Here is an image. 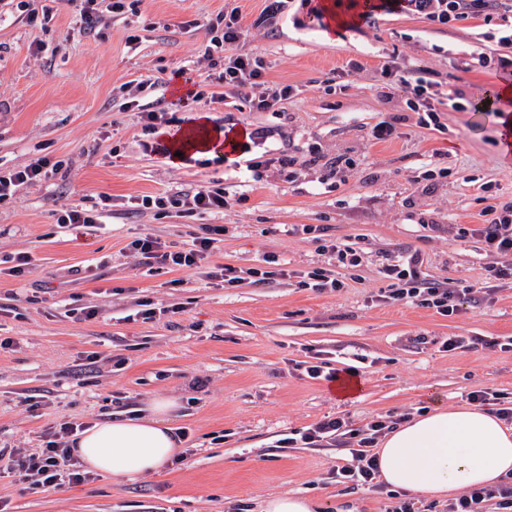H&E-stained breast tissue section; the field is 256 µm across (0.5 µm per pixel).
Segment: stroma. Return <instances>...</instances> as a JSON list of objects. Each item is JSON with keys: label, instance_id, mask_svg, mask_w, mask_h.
Returning <instances> with one entry per match:
<instances>
[{"label": "stroma", "instance_id": "stroma-1", "mask_svg": "<svg viewBox=\"0 0 512 512\" xmlns=\"http://www.w3.org/2000/svg\"><path fill=\"white\" fill-rule=\"evenodd\" d=\"M265 0H135L102 15L92 37L74 25L75 0H30L37 21L0 0V166L45 156L62 162L51 179L0 202V260L28 255L23 276H0V448H42L47 427L95 424L174 404L170 424L187 431L184 461L133 478L93 474L81 485L33 492L0 478L5 512H261L264 499L297 495L320 512H387V493L349 491L328 477L348 458L338 444L280 448L285 434L336 416L360 427L442 403L466 405L470 391L512 393V283L497 284L451 316L379 301L389 282L386 257L419 249L432 280L480 278L488 258L478 238L455 242L459 225L483 223L486 206L512 201V155L503 154L495 112L451 107L455 89L479 101L501 84L478 54L511 55L497 24L463 20L448 27L406 9L374 23L336 27L348 0H285L276 25L255 27ZM238 10L235 50L263 58L269 81L291 86L279 112H253L245 92L202 84L211 34L206 20ZM140 38L130 47L129 36ZM361 70L348 72L349 61ZM433 81L439 125H423L407 94L380 93L383 67ZM162 118L148 135L142 108ZM404 114L399 135L378 142L371 127ZM205 120L213 138L266 133L263 150L297 158L292 173L272 168L247 181L244 158L199 145L166 153L169 136ZM156 149L144 151V141ZM316 165H304L310 152ZM350 162L345 182L323 178ZM448 167L432 184L429 163ZM222 180L235 203L219 215L177 209L133 212L134 198ZM112 198V215L91 227L62 228L61 210ZM204 224L226 228L213 256L245 272L264 256L293 278L268 285L216 286L193 270L146 273L128 245L150 234L178 249ZM328 225L333 237L365 248L361 266L341 270L347 287L319 293L297 273L329 267L300 233ZM153 301L154 319L137 317ZM98 307L96 317L82 310ZM451 336L473 346L443 349ZM96 368L76 369L89 353ZM344 372L356 367L359 395L341 400L306 363ZM35 408H28V401Z\"/></svg>", "mask_w": 512, "mask_h": 512}]
</instances>
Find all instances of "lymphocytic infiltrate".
<instances>
[{
    "label": "lymphocytic infiltrate",
    "instance_id": "f902f5d3",
    "mask_svg": "<svg viewBox=\"0 0 512 512\" xmlns=\"http://www.w3.org/2000/svg\"><path fill=\"white\" fill-rule=\"evenodd\" d=\"M406 6L413 13L424 15L441 25H453L467 19L505 17L512 14V0H383L382 10L391 11ZM212 34L205 49L212 59L213 80L239 89L247 90L246 101L250 111H278L290 89L264 78V65L259 56L235 52L234 46L242 37L237 11L217 14L216 22L210 25ZM406 87L410 93L411 109H423L429 123H437L439 116L432 102L431 81L406 76L395 67L382 71L380 87L385 96H392L398 87ZM62 167L61 162L50 161L40 156L31 159L21 168H0V201L13 197L21 186L33 184L48 178ZM231 205V197L220 180L196 189H179L164 196L145 195L132 202V209L160 210L167 207L179 209L183 215L192 217L205 214H219ZM488 223L477 227H460L457 239L477 236L487 254L492 255L491 264L485 265L481 282L451 279L430 280L424 277V257L420 250L408 248L392 256L383 268V275L391 285L383 295V302L389 304H413L436 310L450 316L458 312L461 304L478 301L480 295L492 291L496 282L512 278V202L486 209ZM225 228L220 224L203 225L200 234L194 235L189 247L172 250L161 239L147 234L130 242L129 248L138 254L141 263L168 271L196 269L203 271L208 280L220 281L232 286L239 277L234 267L224 264H210L209 259L224 240ZM388 421L376 418L364 426L350 428L346 419L327 417L313 426L292 433L281 439L282 447L301 442L318 446L332 441L348 446L350 458L346 463L336 464L330 475L336 483L364 487L372 491L382 490L379 480L380 469L375 449L379 439L388 430ZM83 424L65 421L46 429V442L38 452L23 456L9 457L5 472L18 475L28 481L31 488L45 491L63 484L79 485L88 482L90 471L74 455L72 445ZM494 503L498 512H512V482H502L490 488L468 489L446 504L443 512H486L487 503Z\"/></svg>",
    "mask_w": 512,
    "mask_h": 512
}]
</instances>
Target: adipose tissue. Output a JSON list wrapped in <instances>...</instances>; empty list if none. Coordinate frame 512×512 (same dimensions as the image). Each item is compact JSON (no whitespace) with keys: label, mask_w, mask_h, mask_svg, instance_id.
<instances>
[{"label":"adipose tissue","mask_w":512,"mask_h":512,"mask_svg":"<svg viewBox=\"0 0 512 512\" xmlns=\"http://www.w3.org/2000/svg\"><path fill=\"white\" fill-rule=\"evenodd\" d=\"M172 407L158 401L146 417L97 423L80 434L74 453L91 470L113 477L155 472L180 450L167 421ZM378 458L392 489L448 498L512 475V432L489 412L438 405L387 433Z\"/></svg>","instance_id":"1"}]
</instances>
